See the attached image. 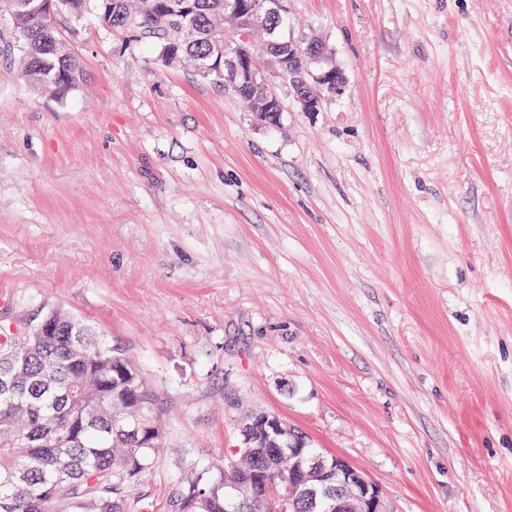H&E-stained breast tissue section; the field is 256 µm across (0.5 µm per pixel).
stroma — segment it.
<instances>
[{
	"mask_svg": "<svg viewBox=\"0 0 512 512\" xmlns=\"http://www.w3.org/2000/svg\"><path fill=\"white\" fill-rule=\"evenodd\" d=\"M289 8L346 86L275 125L91 13L64 97L0 57V319L128 350L165 424L150 512L247 412L389 512H512V0Z\"/></svg>",
	"mask_w": 512,
	"mask_h": 512,
	"instance_id": "obj_1",
	"label": "stroma"
}]
</instances>
